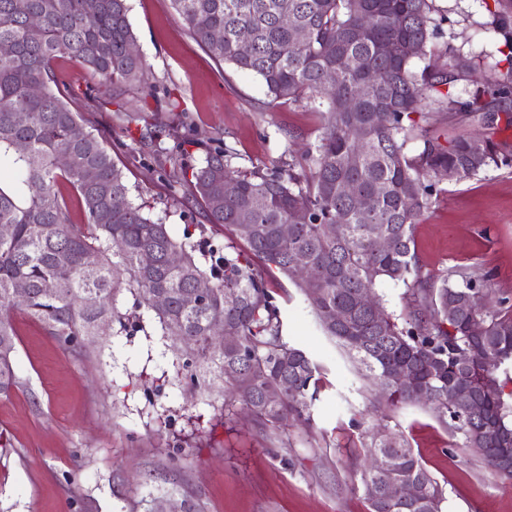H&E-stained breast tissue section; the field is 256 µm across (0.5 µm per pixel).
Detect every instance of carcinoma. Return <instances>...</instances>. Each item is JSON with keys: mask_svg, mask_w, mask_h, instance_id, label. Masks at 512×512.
<instances>
[{"mask_svg": "<svg viewBox=\"0 0 512 512\" xmlns=\"http://www.w3.org/2000/svg\"><path fill=\"white\" fill-rule=\"evenodd\" d=\"M194 41L218 63L258 76L271 100L316 95L323 131L283 168L242 169L218 151L191 168L195 197L207 220L233 242L201 243L189 229L173 236L164 218L130 198L122 170L90 132L77 138L76 113L65 104L57 60L82 62L105 84H152L129 19L127 0H0V396L17 386L12 357L19 309L66 346L94 349L117 322L129 336H161L178 346V370L191 389L217 378L231 391L224 411L251 414L261 429L286 422L309 426L319 400L318 364L286 340L268 274L280 273L309 303L324 334L364 371L392 405L434 406L450 433L512 481V306H490L492 276L464 268L439 277L423 271L414 224L442 191V173L466 180L509 166L512 158L480 136L444 143L416 132L413 115L428 108L485 123L512 97V43L503 77L470 95L473 58L448 55L435 42L434 0H172ZM252 37L239 50L238 33ZM216 32L224 39L213 38ZM451 62L415 69L425 57ZM337 72L335 87L323 85ZM358 100L351 107L352 100ZM421 141L410 154L407 143ZM185 143L158 147L160 169L181 163ZM351 182L366 200L359 209L340 191ZM73 192L83 223L71 221L60 185ZM292 226L284 239L280 227ZM339 224L341 236L327 227ZM378 226L390 239L380 250ZM240 243L239 249L234 243ZM151 262L143 263V256ZM405 287L397 318L377 302L361 304L362 288ZM205 294L187 299L201 285ZM27 289L17 299L14 288ZM157 295L165 303L153 301ZM345 323L331 319L336 309ZM220 323L233 341L209 340ZM455 389L464 404L448 401ZM369 463L361 483L369 512H444L448 498L407 441L378 432L362 443ZM419 494L394 500L395 483Z\"/></svg>", "mask_w": 512, "mask_h": 512, "instance_id": "obj_1", "label": "carcinoma"}]
</instances>
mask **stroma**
Listing matches in <instances>:
<instances>
[{"label":"stroma","mask_w":512,"mask_h":512,"mask_svg":"<svg viewBox=\"0 0 512 512\" xmlns=\"http://www.w3.org/2000/svg\"><path fill=\"white\" fill-rule=\"evenodd\" d=\"M129 22L151 70L152 89L100 82L62 59L66 103L100 136L136 202L165 217L170 232L223 239L208 223L190 182L170 189L151 147L139 143L125 113L155 141L189 140L187 163L221 147L249 168L277 162L315 143L319 102L270 101L258 77L212 60L191 38L171 0H129ZM439 30L453 50L473 56L476 79L506 71L512 27L493 30L491 11L512 16V0H435ZM428 134H478L512 150V120L493 125L418 118ZM424 271L480 267L497 298L512 305V167L490 168L442 190L414 228ZM285 334L322 369L324 388L311 427L261 432L225 420L221 382L204 394L174 385L176 353L158 336L107 337L92 355L65 349L22 312L15 371L19 384L0 398V512H368L356 458L362 431L386 424L403 435L443 486L447 512H512V481L454 438L427 406H393L324 335L301 295L275 291Z\"/></svg>","instance_id":"35a3bbf8"}]
</instances>
